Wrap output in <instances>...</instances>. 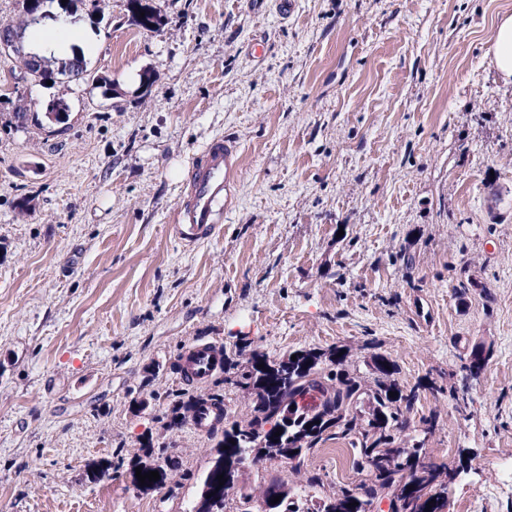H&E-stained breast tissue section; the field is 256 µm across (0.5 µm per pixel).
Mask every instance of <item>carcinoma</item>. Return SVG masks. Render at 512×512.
Here are the masks:
<instances>
[{
  "label": "carcinoma",
  "instance_id": "1",
  "mask_svg": "<svg viewBox=\"0 0 512 512\" xmlns=\"http://www.w3.org/2000/svg\"><path fill=\"white\" fill-rule=\"evenodd\" d=\"M132 21L145 31L159 30L160 19L142 0H129ZM18 78L43 82L59 74L97 85L104 78L87 69L84 57L46 59L42 70L14 56ZM349 351L335 349L325 354L315 349L296 356L270 358L251 352L243 362H231L235 384L254 396L250 413L224 427V439L211 458L204 483L211 484L214 496L198 497L188 512H252V504L265 498L266 490L239 481V471L249 460H281L292 474H302L309 451L332 438L348 440L352 468L362 476L355 488H342L327 497L321 512H365V506L379 497L398 504L395 512H444L446 488L437 466L421 459L422 446H394L396 435L410 427V416L418 401L417 388L406 389L394 378L392 363L377 361V376L370 388L347 367ZM321 394V401L309 411L291 410L294 397L303 389ZM370 393L372 408L362 419L357 407L361 396ZM396 396H390V393ZM281 435H275V432ZM224 475V485L217 476ZM269 486L280 491L281 500L267 512H307L303 496L308 489L323 487L316 474L305 483L289 485L282 479Z\"/></svg>",
  "mask_w": 512,
  "mask_h": 512
}]
</instances>
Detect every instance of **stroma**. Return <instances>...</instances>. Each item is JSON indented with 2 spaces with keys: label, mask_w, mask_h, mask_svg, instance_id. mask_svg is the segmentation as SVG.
Wrapping results in <instances>:
<instances>
[{
  "label": "stroma",
  "mask_w": 512,
  "mask_h": 512,
  "mask_svg": "<svg viewBox=\"0 0 512 512\" xmlns=\"http://www.w3.org/2000/svg\"><path fill=\"white\" fill-rule=\"evenodd\" d=\"M70 0L90 83L0 55V512H184L219 439L173 419L179 359L347 347L418 387L445 512H481L512 457V83L487 49L512 0ZM154 82L142 88L140 76ZM63 99L61 120L47 117ZM242 145L239 205L185 247L191 160ZM490 350L471 369L472 353ZM435 417L432 433L420 420ZM163 457L145 489L139 463ZM305 460L309 503L359 477ZM130 11L132 12V21L145 31L154 32L159 30L160 19L149 8L142 4L141 0H129ZM140 12H145L144 17H140Z\"/></svg>",
  "instance_id": "1"
}]
</instances>
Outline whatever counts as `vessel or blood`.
<instances>
[{
	"label": "vessel or blood",
	"instance_id": "vessel-or-blood-1",
	"mask_svg": "<svg viewBox=\"0 0 512 512\" xmlns=\"http://www.w3.org/2000/svg\"><path fill=\"white\" fill-rule=\"evenodd\" d=\"M241 165L242 148L236 139L219 136L203 148L188 173L176 207L172 231L178 239L193 245L213 236L237 203ZM180 366L181 382L190 388L198 387L221 369L222 350L207 342L192 344L184 349ZM221 414V409L202 404L190 425L196 432H207Z\"/></svg>",
	"mask_w": 512,
	"mask_h": 512
}]
</instances>
